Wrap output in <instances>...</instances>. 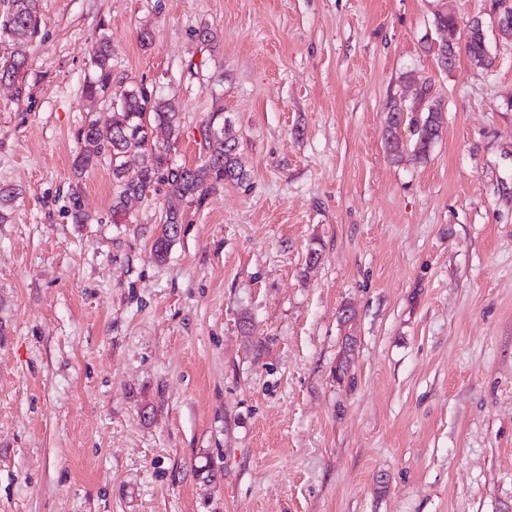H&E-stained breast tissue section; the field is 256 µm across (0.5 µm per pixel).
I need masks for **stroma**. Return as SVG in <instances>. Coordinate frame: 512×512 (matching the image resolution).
<instances>
[{"mask_svg": "<svg viewBox=\"0 0 512 512\" xmlns=\"http://www.w3.org/2000/svg\"><path fill=\"white\" fill-rule=\"evenodd\" d=\"M493 3L447 0L494 64L445 71L437 0H41L0 82V512H512ZM102 35L112 81L89 101ZM141 87L179 106L173 164L203 158L217 114L247 173L185 205L162 263L164 186L116 219L109 157L72 171L78 128ZM422 87L441 136L392 159L387 115ZM75 186L90 223L68 217Z\"/></svg>", "mask_w": 512, "mask_h": 512, "instance_id": "1", "label": "stroma"}]
</instances>
